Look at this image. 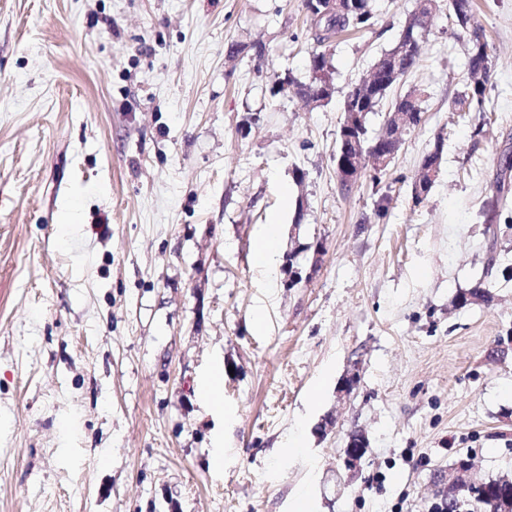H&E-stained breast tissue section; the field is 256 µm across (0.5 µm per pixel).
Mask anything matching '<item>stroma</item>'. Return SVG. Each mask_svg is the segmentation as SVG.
Masks as SVG:
<instances>
[{
    "label": "stroma",
    "instance_id": "1",
    "mask_svg": "<svg viewBox=\"0 0 512 512\" xmlns=\"http://www.w3.org/2000/svg\"><path fill=\"white\" fill-rule=\"evenodd\" d=\"M416 3L334 38L313 108L279 90L309 79L302 0H0V512H431L459 460L512 478V0H475L487 113L452 110L440 11L391 91L425 90L421 125L380 186L336 173L344 98ZM280 224L273 219L266 224L259 236L255 251V264L262 269H270L276 262ZM221 377L216 374H209L201 382V395L204 399V408L207 411H220L222 409V402L219 397V386L221 384Z\"/></svg>",
    "mask_w": 512,
    "mask_h": 512
}]
</instances>
